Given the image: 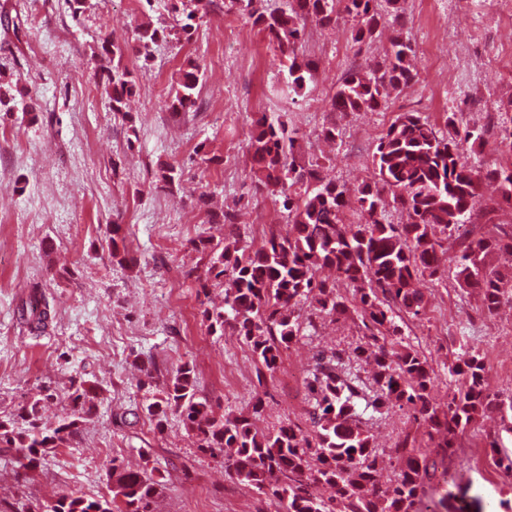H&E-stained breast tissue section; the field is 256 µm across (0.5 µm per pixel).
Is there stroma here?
Here are the masks:
<instances>
[{"label": "stroma", "instance_id": "1", "mask_svg": "<svg viewBox=\"0 0 512 512\" xmlns=\"http://www.w3.org/2000/svg\"><path fill=\"white\" fill-rule=\"evenodd\" d=\"M401 4L397 27L411 44L415 81L384 108L338 116L329 100L349 68L381 60L387 35L354 43L345 16L326 28L307 26L304 52L318 67L310 88L295 95L285 92L263 35L218 12L190 42L158 44L150 60L125 53L137 81L128 110L138 139L130 145L104 90L101 44L128 42L145 24L172 28L171 0H85L77 15L67 0H0V83L18 105L0 112V418L15 416L45 388L53 397L44 419L71 415L74 379L98 393L78 444L42 455L34 467L0 451V495L22 490L34 506L73 490L107 498V471L117 461L161 482L154 512H278L276 502L228 475L223 452L198 448L177 418L156 429L141 407L162 396L187 363L198 397L216 414L250 411L258 395L259 428L292 422L306 429L311 401L302 378L316 354L347 357L363 340L355 311L317 318L284 351L280 370L261 376L239 337L208 332L202 311L223 304L224 288L199 296L194 277L207 258L193 239L220 235L254 249L288 229L279 203L250 173L249 139L261 113L282 114L296 129L300 162L324 161L326 179L352 188L368 177L380 136L408 112L440 130L455 113L457 130L484 132L483 145L464 151L463 161L506 164L499 142L512 129V59L499 57L498 47L512 44V0ZM189 59L204 81L196 106L176 114L166 102ZM331 122L340 131L336 144L321 137ZM202 151L212 164L201 163ZM164 164L182 171L177 191L152 187ZM210 207L232 214L233 223L210 227ZM113 222L137 266L103 248ZM420 286L425 314L399 326L403 343L423 352L434 370V402L447 403L456 390L450 368L470 347L484 360L487 393L511 394L512 304L484 314L451 270ZM35 287L56 313L40 335L19 313ZM502 427L496 415L477 421L445 460L465 512H498L501 502H512V479L487 463L483 446Z\"/></svg>", "mask_w": 512, "mask_h": 512}]
</instances>
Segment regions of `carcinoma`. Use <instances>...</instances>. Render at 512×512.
I'll return each instance as SVG.
<instances>
[{"mask_svg":"<svg viewBox=\"0 0 512 512\" xmlns=\"http://www.w3.org/2000/svg\"><path fill=\"white\" fill-rule=\"evenodd\" d=\"M216 0H175L182 9V23L171 33L151 25L141 27L133 49L149 60L160 41H189L192 30L209 18ZM224 11L247 19L279 53L287 75L288 91L298 95L314 80L312 62L300 54L306 24L336 23L340 13L354 21L352 40L357 44L378 37L381 15L375 0H289L285 7H268L262 0H225ZM101 51L112 56L106 88L112 111L126 118L129 99L136 94L133 72L121 65L125 48L103 42ZM412 48L399 34L374 69H351L330 97L336 113L375 111L384 107L391 93L411 87ZM200 82L199 66L187 61L171 101L174 110L195 104ZM455 114H448L452 132L436 130L427 119L406 113L389 126L372 156L371 173L356 190L321 177L319 165L297 161V131L282 117L261 116L250 138L251 171L272 195L283 198L289 230L271 234L249 252L224 239L199 237L195 248L208 257L205 273L195 278L200 292L209 283L230 282L224 306L203 312L212 335L226 329L241 337L259 364L258 374L274 371L282 351L305 327H314L313 316H334L347 309V298L338 290L353 289L355 310L366 329L367 341L352 352L357 362L372 366V385L363 392L342 358L321 355L308 371L305 386L312 401V432L290 423L264 431L255 424L261 399L252 413L217 417L210 405L196 397L192 368L181 366L164 396L143 407L147 417L162 429L168 415H177L197 445L211 452L234 449L227 469L234 478L276 499L283 512H420L417 505L425 487L437 478V457L457 447L458 436L478 419L491 413H512V399L490 397L484 388V361L469 353L451 367L460 387L448 403L433 402L430 388L433 369L427 357L387 338L400 335L397 312L420 314L426 308L424 293L415 281L438 280L453 266L460 287L476 288L482 309L492 314L512 298V233L502 237L471 239L464 229L481 207L479 187L484 179L499 184L498 207H512V169L477 170L462 161L465 148H475L482 135L476 130L454 131ZM177 167L159 168L156 187L174 191L180 182ZM406 215L403 224L387 219V206ZM496 250L503 268L489 269L485 256ZM329 268L336 277H319ZM312 306V315L301 321V306ZM22 315L33 332L42 333L55 314L43 296L31 294ZM50 393L33 397L16 419L0 420V449L14 451L33 462L52 448L76 441L81 423L94 414V397L84 382L73 380L68 400L74 417L56 423L42 421V402ZM414 412L417 431L400 435L388 453H379L369 434L364 414L394 406ZM494 464L512 477V452L494 438L486 442ZM429 448L438 452L430 454ZM396 463L397 477L380 482L386 463ZM112 498L94 499L71 491L45 506V512H150L160 484L144 472L112 461L107 473ZM454 484L443 480L442 493L431 512H461L455 505Z\"/></svg>","mask_w":512,"mask_h":512,"instance_id":"carcinoma-1","label":"carcinoma"}]
</instances>
